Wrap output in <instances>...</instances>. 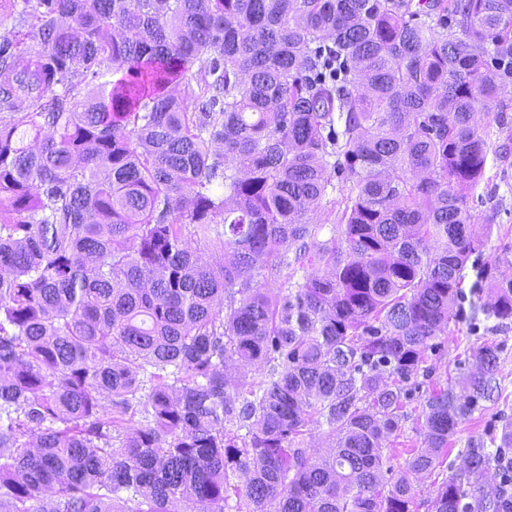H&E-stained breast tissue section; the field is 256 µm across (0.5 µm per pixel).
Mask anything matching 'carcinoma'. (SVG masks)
<instances>
[{"mask_svg":"<svg viewBox=\"0 0 512 512\" xmlns=\"http://www.w3.org/2000/svg\"><path fill=\"white\" fill-rule=\"evenodd\" d=\"M0 10V512H414L500 397L483 345L383 481L492 230L470 200L512 147L476 114L508 124L512 0ZM470 267L471 320L511 324L512 279ZM511 450L512 420L470 440L432 512H512ZM500 97L505 103L509 104V107H511V109H509V111L507 112L508 116L510 118L509 121H511V123L509 124L510 128L508 130H506L505 127L502 129L497 124V121L495 120L496 109L495 110L493 109L491 112H478L477 119L482 124L488 125V130L491 135V139L493 141L499 140V142L502 143L503 138L507 135V133H509L510 136L512 135V78L511 77L505 78L502 80ZM506 131H508V132H506ZM332 184L334 185V188L332 189L331 187H328L327 194L321 201L319 208L311 215L315 222H320V224H327L320 234V238L323 239H326L330 236V224L337 222L335 220L337 212L342 209L343 204L341 201L343 197L347 195L349 189V183H346L337 177L333 179ZM327 217L329 218L328 220Z\"/></svg>","mask_w":512,"mask_h":512,"instance_id":"1","label":"carcinoma"}]
</instances>
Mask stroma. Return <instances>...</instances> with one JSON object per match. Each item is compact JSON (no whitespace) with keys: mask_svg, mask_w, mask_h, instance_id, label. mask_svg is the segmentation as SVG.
<instances>
[{"mask_svg":"<svg viewBox=\"0 0 512 512\" xmlns=\"http://www.w3.org/2000/svg\"><path fill=\"white\" fill-rule=\"evenodd\" d=\"M489 193L483 199L474 200L473 207L478 214H494L498 226L487 240L482 258L494 261L504 247H512V157L507 161L489 165ZM491 342L501 348L498 379L502 396L497 402H484L458 425L443 465L428 476L420 477L416 483V512H431L430 501L435 486L448 475L461 472L464 467L463 450L468 441L481 434L494 433L504 419H512V328L505 331H487L483 326L473 324L468 307H461L448 325V333L439 337L435 350L428 353V366L433 372L430 377L418 378L412 394L405 403L406 418L401 436L389 441L390 466L393 472H400L404 466V449L415 448L422 442L421 421L425 397L436 385L443 382L464 388L465 377L473 370L469 356L471 348Z\"/></svg>","mask_w":512,"mask_h":512,"instance_id":"stroma-1","label":"stroma"}]
</instances>
